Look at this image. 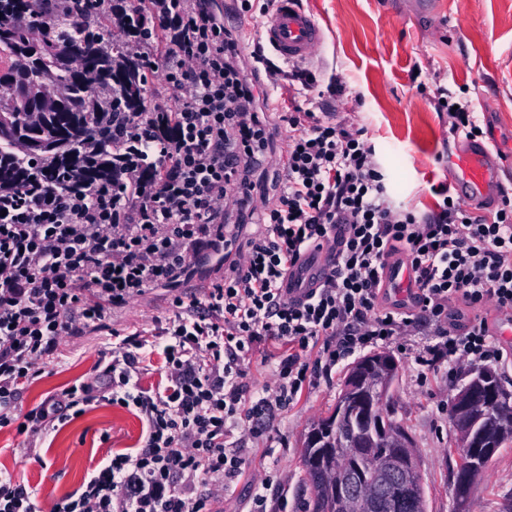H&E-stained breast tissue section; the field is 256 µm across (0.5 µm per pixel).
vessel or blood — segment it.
Returning <instances> with one entry per match:
<instances>
[{"label": "vessel or blood", "instance_id": "obj_1", "mask_svg": "<svg viewBox=\"0 0 512 512\" xmlns=\"http://www.w3.org/2000/svg\"><path fill=\"white\" fill-rule=\"evenodd\" d=\"M260 35L273 53L287 61L307 59L324 38L322 27L297 0H279L277 11L262 23ZM448 166L453 170L451 178L455 193L466 206L488 209L497 204L504 160L487 144L455 135L454 147L448 154ZM332 260L333 254L328 249L308 250L284 281L288 298L302 299L309 289L317 287L329 271ZM382 282L388 292L407 297L411 272L407 266L388 262Z\"/></svg>", "mask_w": 512, "mask_h": 512}]
</instances>
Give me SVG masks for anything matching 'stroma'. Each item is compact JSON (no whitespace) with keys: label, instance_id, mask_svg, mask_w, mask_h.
<instances>
[{"label":"stroma","instance_id":"1","mask_svg":"<svg viewBox=\"0 0 512 512\" xmlns=\"http://www.w3.org/2000/svg\"><path fill=\"white\" fill-rule=\"evenodd\" d=\"M413 0H301L322 27L325 40L307 66L319 86L339 76L340 95H324L325 114L348 113L366 131L388 177L396 204L427 212L435 203L431 187L448 182V118L438 112L433 89L441 85L464 96L489 141L512 163V0H443L441 14H420ZM168 310V293L155 288L115 309L110 326L151 327ZM425 336H407L387 348L399 364L394 386L395 418L407 426L426 482L428 512H452L448 448L453 439L450 400L471 378V366L454 375L421 377L414 357ZM107 331L64 340L62 356L22 393L23 410L74 382L97 377V360L108 351ZM348 363L310 386L283 412L272 434L249 441L247 467L270 475L268 505L273 512H306L302 464L310 424L336 403ZM134 413L105 403L37 441L38 460L25 456L21 439L0 430V471L13 473L33 490L39 512H49L64 494L77 490L93 467L115 453H133L142 439ZM466 512H512V446L490 463Z\"/></svg>","mask_w":512,"mask_h":512}]
</instances>
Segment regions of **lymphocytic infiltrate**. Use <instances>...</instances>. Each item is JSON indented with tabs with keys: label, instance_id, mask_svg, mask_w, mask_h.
Returning <instances> with one entry per match:
<instances>
[{
	"label": "lymphocytic infiltrate",
	"instance_id": "lymphocytic-infiltrate-1",
	"mask_svg": "<svg viewBox=\"0 0 512 512\" xmlns=\"http://www.w3.org/2000/svg\"><path fill=\"white\" fill-rule=\"evenodd\" d=\"M152 37L132 45L164 63L174 107L135 114L127 135L155 143L154 173L129 165L117 186L71 193L46 185L0 192V429L39 433L98 402L136 411V453L112 455L53 512H214L229 482L249 476L250 512H267L269 479L247 470L242 442L270 433L315 377L368 348L429 332L415 361L427 372L496 364L504 349L485 324H458L455 306L512 310V198L476 214L446 184L420 213L395 205L362 128L310 109L314 73L283 69L262 45L243 55L218 0H133ZM287 82L286 109L259 105L253 76ZM288 138L275 147L277 123ZM256 231L239 233L246 223ZM336 246L330 273L305 300L282 282L309 248ZM411 266L415 305L389 304L381 275L393 256ZM223 272L200 295L180 291L192 261ZM164 288L172 298L153 328L111 331L96 381L74 383L30 411L23 389L68 337L106 328L112 309ZM286 347L260 392L244 379L252 356ZM161 354L167 384L140 380Z\"/></svg>",
	"mask_w": 512,
	"mask_h": 512
}]
</instances>
